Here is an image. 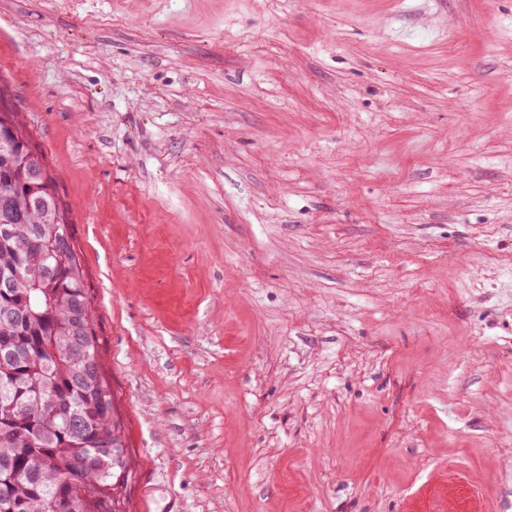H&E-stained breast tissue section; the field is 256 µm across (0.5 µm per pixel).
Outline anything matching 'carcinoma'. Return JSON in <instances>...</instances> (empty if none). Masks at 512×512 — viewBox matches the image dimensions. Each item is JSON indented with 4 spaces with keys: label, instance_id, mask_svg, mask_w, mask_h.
I'll use <instances>...</instances> for the list:
<instances>
[{
    "label": "carcinoma",
    "instance_id": "obj_1",
    "mask_svg": "<svg viewBox=\"0 0 512 512\" xmlns=\"http://www.w3.org/2000/svg\"><path fill=\"white\" fill-rule=\"evenodd\" d=\"M0 512H122L128 480L71 224L0 101Z\"/></svg>",
    "mask_w": 512,
    "mask_h": 512
}]
</instances>
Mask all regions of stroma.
Masks as SVG:
<instances>
[{
	"label": "stroma",
	"instance_id": "obj_1",
	"mask_svg": "<svg viewBox=\"0 0 512 512\" xmlns=\"http://www.w3.org/2000/svg\"><path fill=\"white\" fill-rule=\"evenodd\" d=\"M0 90L124 512L512 503V0H0Z\"/></svg>",
	"mask_w": 512,
	"mask_h": 512
}]
</instances>
